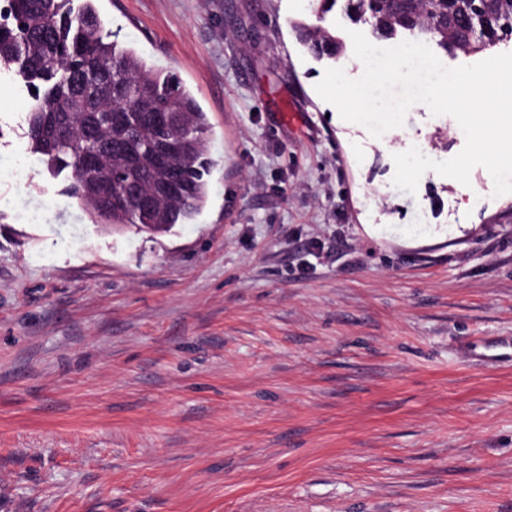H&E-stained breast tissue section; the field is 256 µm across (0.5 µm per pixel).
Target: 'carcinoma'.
I'll use <instances>...</instances> for the list:
<instances>
[{
  "label": "carcinoma",
  "instance_id": "1",
  "mask_svg": "<svg viewBox=\"0 0 512 512\" xmlns=\"http://www.w3.org/2000/svg\"><path fill=\"white\" fill-rule=\"evenodd\" d=\"M0 11V67L14 70L34 101L28 117L30 150L46 169L70 171V196L83 199L97 182L84 155L98 142L112 141L136 160L132 168L112 164V196L132 182L146 183L167 131L152 122L155 112L180 118L169 146L170 176L187 185L184 199L164 202L153 213L130 205L92 208L104 224H135L154 233L189 224L208 200L213 165L207 147L210 122L181 79L149 66L133 49L110 40L95 0H5ZM348 21L372 18L379 40L413 39L445 53H479L495 46V35L512 27V0H346ZM312 36L331 55L336 30L316 26ZM189 144V161L178 157Z\"/></svg>",
  "mask_w": 512,
  "mask_h": 512
}]
</instances>
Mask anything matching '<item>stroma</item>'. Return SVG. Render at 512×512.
<instances>
[{
  "mask_svg": "<svg viewBox=\"0 0 512 512\" xmlns=\"http://www.w3.org/2000/svg\"><path fill=\"white\" fill-rule=\"evenodd\" d=\"M207 113L206 207L102 226L0 69V512H512V193L393 183L449 115L344 121L312 0H96Z\"/></svg>",
  "mask_w": 512,
  "mask_h": 512,
  "instance_id": "1",
  "label": "stroma"
}]
</instances>
